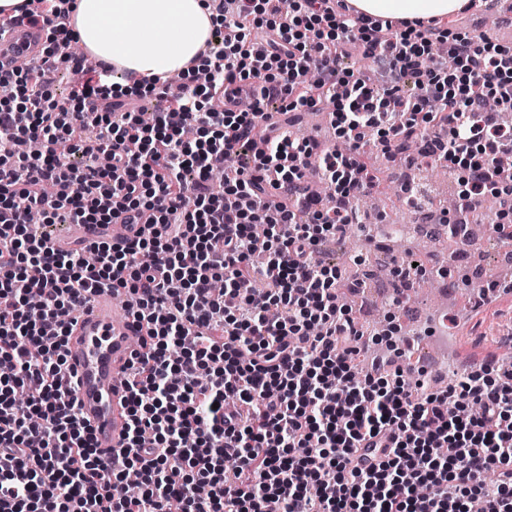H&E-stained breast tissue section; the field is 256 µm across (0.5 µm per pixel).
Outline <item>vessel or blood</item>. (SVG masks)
Instances as JSON below:
<instances>
[{"instance_id":"1","label":"vessel or blood","mask_w":512,"mask_h":512,"mask_svg":"<svg viewBox=\"0 0 512 512\" xmlns=\"http://www.w3.org/2000/svg\"><path fill=\"white\" fill-rule=\"evenodd\" d=\"M43 40L40 25L12 23L0 32V65L38 60ZM136 334L128 310L116 306L113 295L102 293L80 311L68 338L67 370L75 379L80 416L105 454L119 452L125 443L124 368Z\"/></svg>"}]
</instances>
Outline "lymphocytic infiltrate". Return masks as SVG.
I'll return each mask as SVG.
<instances>
[{
	"label": "lymphocytic infiltrate",
	"mask_w": 512,
	"mask_h": 512,
	"mask_svg": "<svg viewBox=\"0 0 512 512\" xmlns=\"http://www.w3.org/2000/svg\"><path fill=\"white\" fill-rule=\"evenodd\" d=\"M211 0L201 68L120 90L60 56L74 0H28L45 45L0 69V512H512V362L438 388L404 352H372L321 257L373 186L367 146L458 173L461 194L512 185V47L433 20H379L347 0ZM266 31L252 38L253 29ZM371 59L372 69L344 66ZM78 74L66 99L46 76ZM251 111L241 107L243 86ZM223 93V106L214 96ZM167 100L144 115L138 103ZM326 112L332 145L290 128ZM422 139L426 150L405 152ZM250 162L214 193L210 171ZM332 188L315 197L306 173ZM149 231L54 246L28 222ZM132 294L146 335L129 361L128 434L102 455L79 417L64 347L98 293ZM137 494L123 489L128 473Z\"/></svg>",
	"instance_id": "obj_1"
}]
</instances>
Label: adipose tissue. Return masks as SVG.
Masks as SVG:
<instances>
[{
	"mask_svg": "<svg viewBox=\"0 0 512 512\" xmlns=\"http://www.w3.org/2000/svg\"><path fill=\"white\" fill-rule=\"evenodd\" d=\"M373 18L414 20L460 13L469 0H348ZM84 53L136 78L181 75L210 37L206 0H76L70 17Z\"/></svg>",
	"mask_w": 512,
	"mask_h": 512,
	"instance_id": "obj_1",
	"label": "adipose tissue"
}]
</instances>
